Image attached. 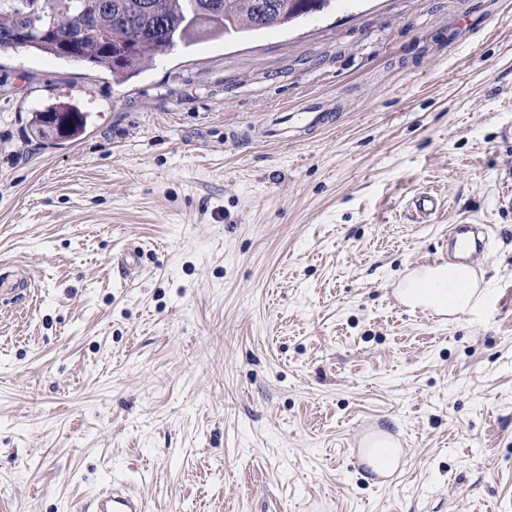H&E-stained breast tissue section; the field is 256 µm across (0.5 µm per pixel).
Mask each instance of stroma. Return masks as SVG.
Instances as JSON below:
<instances>
[{
	"label": "stroma",
	"instance_id": "35a3bbf8",
	"mask_svg": "<svg viewBox=\"0 0 512 512\" xmlns=\"http://www.w3.org/2000/svg\"><path fill=\"white\" fill-rule=\"evenodd\" d=\"M67 92L84 134L34 136ZM452 224L494 228L482 303L405 306ZM1 261L32 286L0 307V512L114 478L149 512H512V0H335L121 84L0 51ZM413 210L419 222H427L444 206V201L429 193H422L413 199ZM368 448L365 461L379 477L388 476L397 468L399 449L392 446V442L384 438H375Z\"/></svg>",
	"mask_w": 512,
	"mask_h": 512
}]
</instances>
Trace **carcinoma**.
I'll return each instance as SVG.
<instances>
[{
	"instance_id": "carcinoma-1",
	"label": "carcinoma",
	"mask_w": 512,
	"mask_h": 512,
	"mask_svg": "<svg viewBox=\"0 0 512 512\" xmlns=\"http://www.w3.org/2000/svg\"><path fill=\"white\" fill-rule=\"evenodd\" d=\"M0 0V50L22 49L103 68L123 83L179 45L202 38L249 35L325 9L332 0ZM25 31L27 39L16 44ZM79 35L76 49L63 38ZM86 119L74 100L60 97L35 113L31 130L41 138L72 140Z\"/></svg>"
}]
</instances>
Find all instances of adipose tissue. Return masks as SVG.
<instances>
[{"label": "adipose tissue", "instance_id": "obj_1", "mask_svg": "<svg viewBox=\"0 0 512 512\" xmlns=\"http://www.w3.org/2000/svg\"><path fill=\"white\" fill-rule=\"evenodd\" d=\"M398 294L409 306L448 314L473 310L483 298L475 271L461 264L417 270L401 284Z\"/></svg>", "mask_w": 512, "mask_h": 512}]
</instances>
